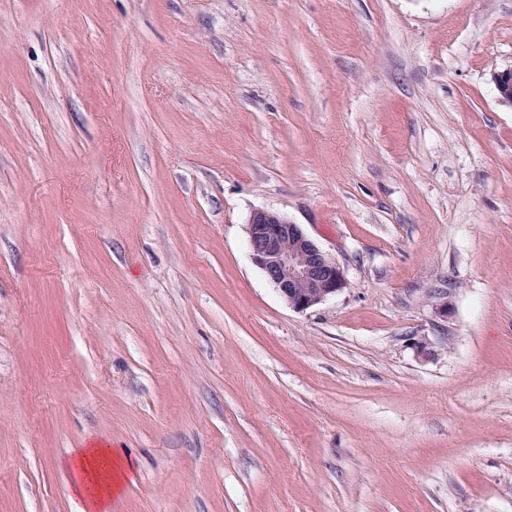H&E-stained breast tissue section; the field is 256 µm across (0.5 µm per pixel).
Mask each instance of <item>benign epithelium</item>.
Listing matches in <instances>:
<instances>
[{
    "instance_id": "benign-epithelium-1",
    "label": "benign epithelium",
    "mask_w": 512,
    "mask_h": 512,
    "mask_svg": "<svg viewBox=\"0 0 512 512\" xmlns=\"http://www.w3.org/2000/svg\"><path fill=\"white\" fill-rule=\"evenodd\" d=\"M491 80L499 103L512 108V68L493 72ZM246 233L252 261L294 311L303 313L345 288L336 259L287 215L256 209L248 218Z\"/></svg>"
}]
</instances>
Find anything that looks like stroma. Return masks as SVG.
<instances>
[{"label":"stroma","mask_w":512,"mask_h":512,"mask_svg":"<svg viewBox=\"0 0 512 512\" xmlns=\"http://www.w3.org/2000/svg\"><path fill=\"white\" fill-rule=\"evenodd\" d=\"M510 68L512 0H0V512L93 442L112 512H512ZM491 80L499 103L512 108V68L493 72ZM246 233L252 261L294 311L303 313L345 288L336 259L287 215L256 209L248 218Z\"/></svg>","instance_id":"obj_1"}]
</instances>
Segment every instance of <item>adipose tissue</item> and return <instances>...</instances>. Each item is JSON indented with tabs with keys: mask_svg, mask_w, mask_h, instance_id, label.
<instances>
[{
	"mask_svg": "<svg viewBox=\"0 0 512 512\" xmlns=\"http://www.w3.org/2000/svg\"><path fill=\"white\" fill-rule=\"evenodd\" d=\"M66 469L82 502L80 512H111L112 499L121 493L132 465L118 449L95 443L70 459Z\"/></svg>",
	"mask_w": 512,
	"mask_h": 512,
	"instance_id": "obj_1",
	"label": "adipose tissue"
}]
</instances>
